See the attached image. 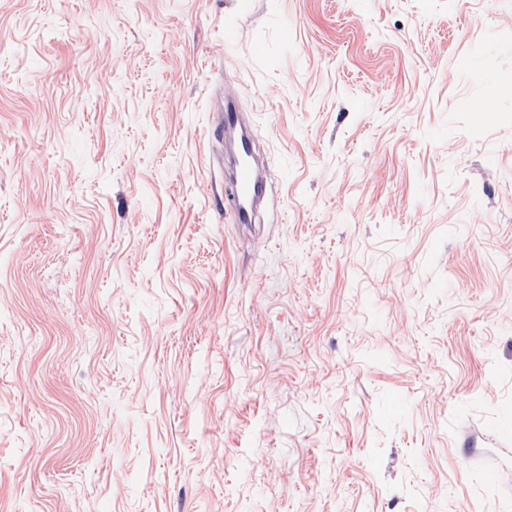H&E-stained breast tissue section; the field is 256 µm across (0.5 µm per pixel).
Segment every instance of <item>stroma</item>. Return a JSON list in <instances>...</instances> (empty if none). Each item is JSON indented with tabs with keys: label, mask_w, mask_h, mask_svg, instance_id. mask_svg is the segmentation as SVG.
<instances>
[{
	"label": "stroma",
	"mask_w": 512,
	"mask_h": 512,
	"mask_svg": "<svg viewBox=\"0 0 512 512\" xmlns=\"http://www.w3.org/2000/svg\"><path fill=\"white\" fill-rule=\"evenodd\" d=\"M509 416L512 0H0V512H512ZM218 117V121L215 124L214 129V138L218 140V144L220 145V149L222 148V130H224V149L226 148V133L229 128L234 127H245L244 122V113L239 112L233 103V95L228 92L226 94V100L224 104V109L221 112L216 113ZM221 133V136H220ZM235 153L236 166L225 192L227 207L237 224H256L267 193L266 183L249 138L237 140Z\"/></svg>",
	"instance_id": "1"
}]
</instances>
